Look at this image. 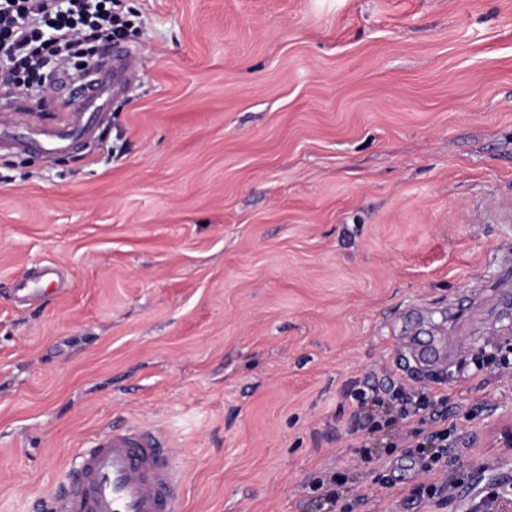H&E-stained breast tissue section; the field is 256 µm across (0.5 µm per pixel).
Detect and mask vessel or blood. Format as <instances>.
<instances>
[{
  "label": "vessel or blood",
  "instance_id": "vessel-or-blood-1",
  "mask_svg": "<svg viewBox=\"0 0 512 512\" xmlns=\"http://www.w3.org/2000/svg\"><path fill=\"white\" fill-rule=\"evenodd\" d=\"M133 56L121 53L101 62L73 109V127L99 111L103 91L112 89L114 72L132 69ZM182 478L165 436L138 424L109 427L92 435L79 464L56 493L52 512H179Z\"/></svg>",
  "mask_w": 512,
  "mask_h": 512
}]
</instances>
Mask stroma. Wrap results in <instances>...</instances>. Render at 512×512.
<instances>
[{
    "label": "stroma",
    "mask_w": 512,
    "mask_h": 512,
    "mask_svg": "<svg viewBox=\"0 0 512 512\" xmlns=\"http://www.w3.org/2000/svg\"><path fill=\"white\" fill-rule=\"evenodd\" d=\"M123 5L137 65L88 137L42 143L65 89L0 127V512L129 422L168 434L180 512H468L512 481L464 448L429 502L430 409L377 407L371 448L354 418L367 383L452 426L512 406V0ZM389 399L395 408L396 413L399 416H408L412 412V408L419 409L422 400L425 398L424 391H406L403 388L398 387L395 383H390L385 389Z\"/></svg>",
    "instance_id": "stroma-1"
}]
</instances>
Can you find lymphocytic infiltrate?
I'll list each match as a JSON object with an SVG mask.
<instances>
[{
  "mask_svg": "<svg viewBox=\"0 0 512 512\" xmlns=\"http://www.w3.org/2000/svg\"><path fill=\"white\" fill-rule=\"evenodd\" d=\"M130 30L121 0H0V80L54 89L60 74L91 63L99 43Z\"/></svg>",
  "mask_w": 512,
  "mask_h": 512,
  "instance_id": "obj_1",
  "label": "lymphocytic infiltrate"
}]
</instances>
